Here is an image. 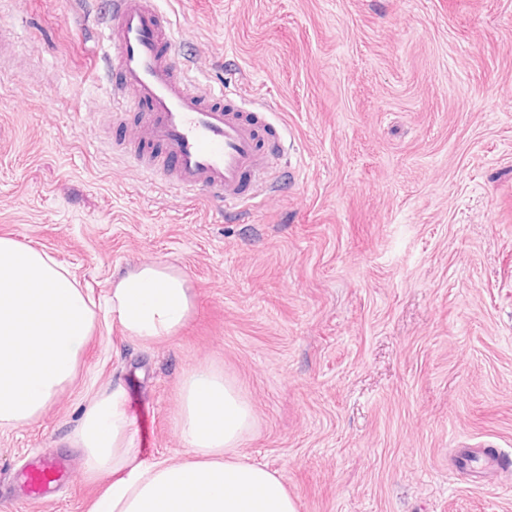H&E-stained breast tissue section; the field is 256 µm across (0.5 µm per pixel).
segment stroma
I'll return each mask as SVG.
<instances>
[{
	"instance_id": "35a3bbf8",
	"label": "stroma",
	"mask_w": 512,
	"mask_h": 512,
	"mask_svg": "<svg viewBox=\"0 0 512 512\" xmlns=\"http://www.w3.org/2000/svg\"><path fill=\"white\" fill-rule=\"evenodd\" d=\"M157 5L282 151L242 213L148 186L112 150L101 0H0V236L97 300L164 262L197 303L149 347L99 319L41 418L0 427V512H88L103 485L66 439L112 387L142 459H190L172 420L209 366L298 512H512V0ZM44 451L73 460L57 496L11 495Z\"/></svg>"
}]
</instances>
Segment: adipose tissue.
<instances>
[{"mask_svg": "<svg viewBox=\"0 0 512 512\" xmlns=\"http://www.w3.org/2000/svg\"><path fill=\"white\" fill-rule=\"evenodd\" d=\"M108 310L143 346L166 341L196 311L187 278L142 264L114 282ZM95 302L45 250L0 236V427L31 423L70 384L95 326ZM174 428L193 460L139 459L123 392H101L68 439L89 479L106 481L90 512H298L276 472L240 451L255 427L251 403L223 372L181 384Z\"/></svg>", "mask_w": 512, "mask_h": 512, "instance_id": "obj_1", "label": "adipose tissue"}]
</instances>
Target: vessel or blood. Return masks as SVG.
<instances>
[{"mask_svg": "<svg viewBox=\"0 0 512 512\" xmlns=\"http://www.w3.org/2000/svg\"><path fill=\"white\" fill-rule=\"evenodd\" d=\"M99 27L113 53L104 78L113 120L139 116L119 142L124 157L170 188L207 194L228 208L255 197L269 180L270 157L281 151L267 108H243L224 84L191 76L175 57L184 36L156 0H109ZM67 469L46 454L26 476V496L46 499Z\"/></svg>", "mask_w": 512, "mask_h": 512, "instance_id": "vessel-or-blood-1", "label": "vessel or blood"}]
</instances>
